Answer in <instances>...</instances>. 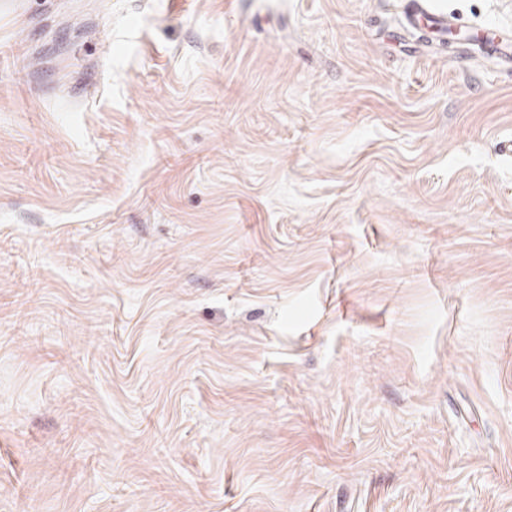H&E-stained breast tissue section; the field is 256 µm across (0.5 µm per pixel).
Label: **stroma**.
Instances as JSON below:
<instances>
[{
  "mask_svg": "<svg viewBox=\"0 0 512 512\" xmlns=\"http://www.w3.org/2000/svg\"><path fill=\"white\" fill-rule=\"evenodd\" d=\"M416 11L0 0V512H512V71Z\"/></svg>",
  "mask_w": 512,
  "mask_h": 512,
  "instance_id": "obj_1",
  "label": "stroma"
}]
</instances>
